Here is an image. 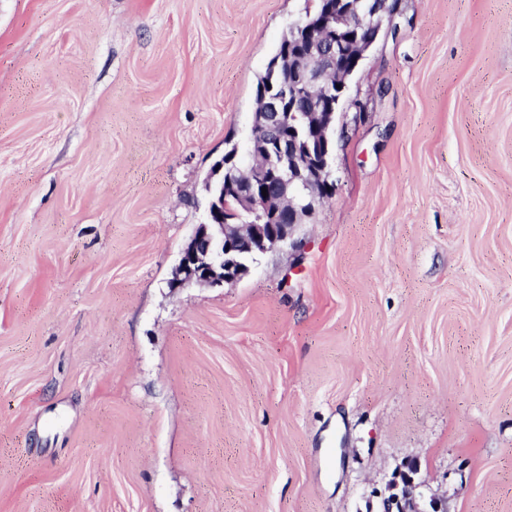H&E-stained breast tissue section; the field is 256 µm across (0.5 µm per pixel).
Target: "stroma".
<instances>
[{
    "mask_svg": "<svg viewBox=\"0 0 512 512\" xmlns=\"http://www.w3.org/2000/svg\"><path fill=\"white\" fill-rule=\"evenodd\" d=\"M316 0H0V512H512V0H403L298 244L173 289ZM404 468L395 472L387 487L388 495H379L380 510L377 512H419L418 501L426 498L428 486L417 477L419 470L412 463H407Z\"/></svg>",
    "mask_w": 512,
    "mask_h": 512,
    "instance_id": "stroma-1",
    "label": "stroma"
}]
</instances>
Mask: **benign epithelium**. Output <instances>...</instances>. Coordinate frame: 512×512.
I'll return each mask as SVG.
<instances>
[{
  "instance_id": "benign-epithelium-1",
  "label": "benign epithelium",
  "mask_w": 512,
  "mask_h": 512,
  "mask_svg": "<svg viewBox=\"0 0 512 512\" xmlns=\"http://www.w3.org/2000/svg\"><path fill=\"white\" fill-rule=\"evenodd\" d=\"M399 0H323V10L289 27L283 55L292 78L270 82L259 92L263 112L254 116L250 163L229 155L216 172H233L235 192L243 199L240 222L224 219V195L211 196L207 222L198 225L182 250L171 288L200 283L220 286L247 271L245 261L271 246H295L293 231L333 195L330 167L334 123L347 82L366 59L383 30H396ZM267 194H262V190ZM408 463L395 472L379 512H419L429 499L430 512H445L427 484Z\"/></svg>"
}]
</instances>
